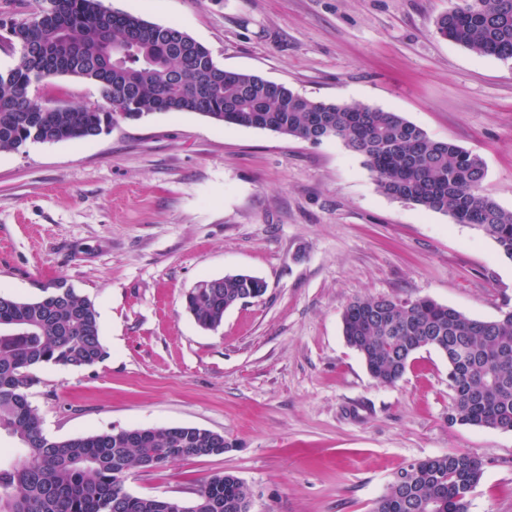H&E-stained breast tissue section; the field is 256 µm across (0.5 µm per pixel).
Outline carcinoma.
Masks as SVG:
<instances>
[{
  "mask_svg": "<svg viewBox=\"0 0 512 512\" xmlns=\"http://www.w3.org/2000/svg\"><path fill=\"white\" fill-rule=\"evenodd\" d=\"M16 65L0 72V152L29 143L79 141L120 119L198 113L219 123L268 130L312 144L338 139L364 157L386 195L448 214L493 240L512 259V211L485 194L483 159L433 141L397 112L315 101L282 84L226 70L175 25H159L102 0H41L28 17L1 18ZM436 33L476 54L512 60V0H463L435 21ZM63 76L98 85L106 108L61 107L38 95ZM266 283L246 274L203 279L185 297L205 329ZM343 335L381 384L399 381L414 355L461 347L469 365L455 374L451 424L512 430V317L478 321L429 298L359 299L342 314ZM94 304L61 284L34 300L0 294V435L19 456L0 460V512H244L251 493L238 477L215 474L189 504L136 496L133 468L224 453V435L198 427L134 428L51 440L28 390L44 365L85 368L106 359ZM411 477L389 485L373 512H468L459 493L477 485L473 456L452 453L408 464Z\"/></svg>",
  "mask_w": 512,
  "mask_h": 512,
  "instance_id": "obj_1",
  "label": "carcinoma"
}]
</instances>
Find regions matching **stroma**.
<instances>
[{"label":"stroma","instance_id":"1","mask_svg":"<svg viewBox=\"0 0 512 512\" xmlns=\"http://www.w3.org/2000/svg\"><path fill=\"white\" fill-rule=\"evenodd\" d=\"M453 2L103 0L178 26L226 69L400 113L479 154L485 193L512 210V61L439 38ZM41 94L103 103L68 76ZM237 273L266 293L200 328L187 291ZM59 282L94 303L108 356L38 369L29 398L48 437L177 425L224 436L222 455L131 470L130 493L188 502L227 472L252 512H371L400 468L464 452L484 462L469 512H512V431L449 424L447 357L419 350L383 385L342 332L349 303L380 296L496 319L512 311V259L384 194L342 141L154 113L0 152V293L33 299Z\"/></svg>","mask_w":512,"mask_h":512}]
</instances>
